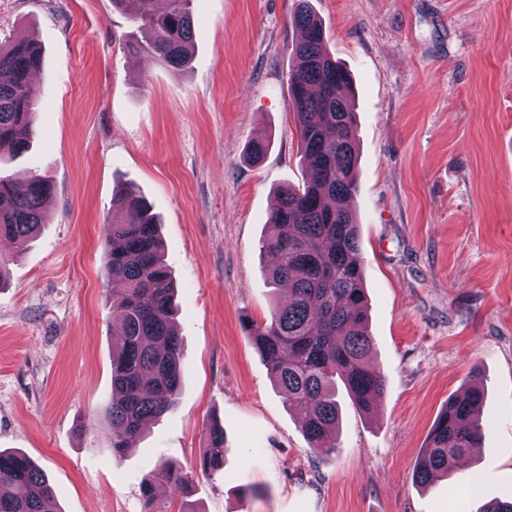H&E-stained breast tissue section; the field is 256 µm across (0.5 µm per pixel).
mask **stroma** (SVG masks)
Wrapping results in <instances>:
<instances>
[{
	"instance_id": "1",
	"label": "stroma",
	"mask_w": 512,
	"mask_h": 512,
	"mask_svg": "<svg viewBox=\"0 0 512 512\" xmlns=\"http://www.w3.org/2000/svg\"><path fill=\"white\" fill-rule=\"evenodd\" d=\"M352 75L354 198L387 390L364 415L339 392L336 451L316 459L247 323L286 300L261 249L279 186L305 185L289 94L297 0H192L194 49L173 69L112 0H0V42L33 39L31 148L0 174L47 176L48 222L0 285V450L41 466L61 512H477L512 499V0H309ZM265 160L244 158L259 133ZM153 206L176 289L177 406L113 459L112 195ZM484 392L483 440L428 487L413 480L449 398ZM223 471L201 474L212 424ZM186 494L145 477L165 463ZM477 485L460 495L465 473Z\"/></svg>"
}]
</instances>
